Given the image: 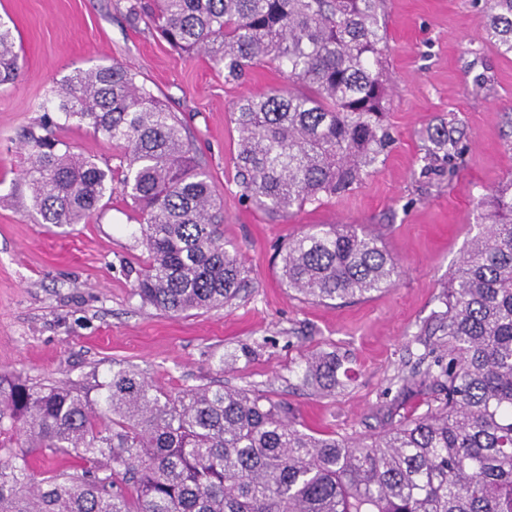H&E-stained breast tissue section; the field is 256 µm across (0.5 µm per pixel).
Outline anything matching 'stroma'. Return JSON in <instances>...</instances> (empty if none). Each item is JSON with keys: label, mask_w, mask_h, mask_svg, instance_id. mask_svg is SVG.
<instances>
[{"label": "stroma", "mask_w": 512, "mask_h": 512, "mask_svg": "<svg viewBox=\"0 0 512 512\" xmlns=\"http://www.w3.org/2000/svg\"><path fill=\"white\" fill-rule=\"evenodd\" d=\"M132 0H0L16 36L20 68L0 85V372L96 387L134 368L169 393L245 388L284 401L319 434L361 438L389 419L426 410L428 396L402 397L394 383L423 347L415 335L434 314L462 252L490 217L492 192L512 179V56L482 38L491 0H385L387 122L383 162L347 194L275 219L246 200L233 159L237 100L288 85L270 64L228 83L205 54L173 50ZM130 66L183 121L224 207V240L239 251L247 285L224 307L170 315L142 305L128 271L147 253L140 214L120 193L84 224L27 217L23 132L55 82L112 62ZM461 132L455 176L422 175L428 130ZM72 151L116 165L118 148L70 122ZM315 224H357L378 235L400 266L395 286L355 302L302 299L281 280L278 248ZM250 357H243V349ZM310 349L348 354L354 375L335 396L302 388Z\"/></svg>", "instance_id": "stroma-1"}]
</instances>
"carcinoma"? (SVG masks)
<instances>
[{
    "mask_svg": "<svg viewBox=\"0 0 512 512\" xmlns=\"http://www.w3.org/2000/svg\"><path fill=\"white\" fill-rule=\"evenodd\" d=\"M136 0L162 38L203 52L241 80L261 63L286 89L241 97L230 113L243 196L268 213L341 196L392 142L384 78V0ZM483 38L512 54V0H492ZM16 37L0 22V85L19 70ZM65 121L90 125L119 149L101 167L75 154L48 119L23 134L28 217L84 224L119 185L141 215L147 264L134 292L181 314L224 306L245 269L224 245L220 203L182 121L122 63L65 78L53 91ZM456 128L431 133L421 173L454 174ZM492 224L448 280L446 310L421 335L446 337L397 376L427 409L359 440L310 432L286 402L224 385L172 395L120 369L93 400L75 381L0 373V512H512V180L491 195ZM397 261L354 224H318L281 247L284 284L324 303L393 287ZM350 357L303 356L301 384L324 396L351 379ZM76 464L39 477L31 455Z\"/></svg>",
    "mask_w": 512,
    "mask_h": 512,
    "instance_id": "cac0c4a2",
    "label": "carcinoma"
}]
</instances>
